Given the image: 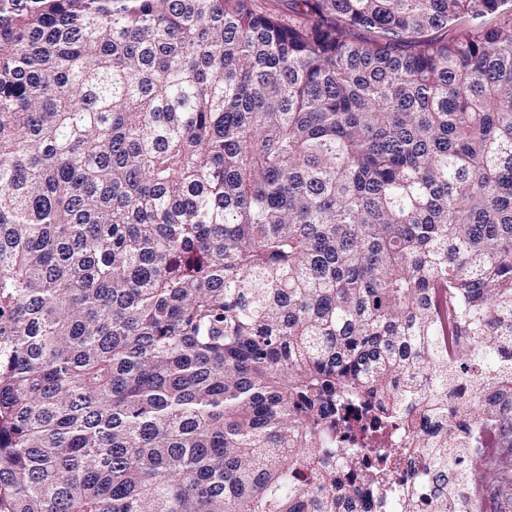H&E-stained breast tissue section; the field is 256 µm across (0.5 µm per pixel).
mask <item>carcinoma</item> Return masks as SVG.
<instances>
[{
	"instance_id": "carcinoma-1",
	"label": "carcinoma",
	"mask_w": 512,
	"mask_h": 512,
	"mask_svg": "<svg viewBox=\"0 0 512 512\" xmlns=\"http://www.w3.org/2000/svg\"><path fill=\"white\" fill-rule=\"evenodd\" d=\"M509 371L512 0H0V512H448ZM460 424L457 427L461 433L469 435L474 443L473 448H457L458 456L462 461L466 462L468 466L479 465L488 456L495 453L493 430H477L474 426L464 420H459ZM430 478L429 457L424 448H411L404 465L393 475L396 484V495L389 512H435L433 499L426 491ZM408 499L417 505L413 510L408 508Z\"/></svg>"
}]
</instances>
